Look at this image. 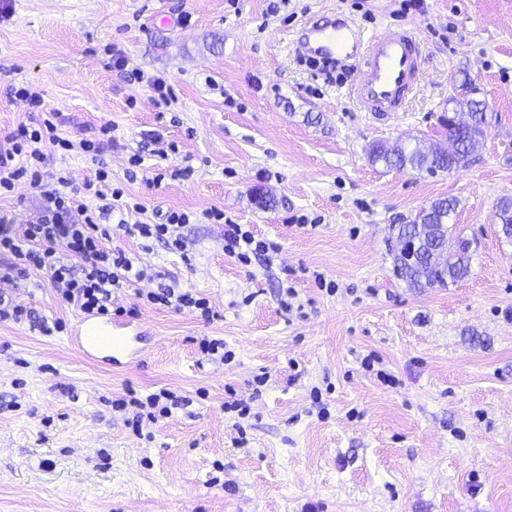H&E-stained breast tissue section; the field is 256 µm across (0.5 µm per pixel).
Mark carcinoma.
Returning <instances> with one entry per match:
<instances>
[{
  "label": "carcinoma",
  "mask_w": 512,
  "mask_h": 512,
  "mask_svg": "<svg viewBox=\"0 0 512 512\" xmlns=\"http://www.w3.org/2000/svg\"><path fill=\"white\" fill-rule=\"evenodd\" d=\"M471 89L448 98V102L463 104L471 114L476 128L466 137L463 131L445 126L447 147L439 152H424L396 145L388 147L381 142L368 149L369 161L387 168L424 170L430 174L449 172L469 161L481 134L478 124L486 121L482 102L466 97ZM456 202L452 199H438L419 211L408 224H397L393 270L397 278L410 288L445 287L448 283L464 279L470 273V242L456 241V248L448 250V221L454 214ZM499 234L512 241V198H503L498 203Z\"/></svg>",
  "instance_id": "carcinoma-1"
}]
</instances>
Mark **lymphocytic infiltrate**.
<instances>
[{"label":"lymphocytic infiltrate","mask_w":512,"mask_h":512,"mask_svg":"<svg viewBox=\"0 0 512 512\" xmlns=\"http://www.w3.org/2000/svg\"><path fill=\"white\" fill-rule=\"evenodd\" d=\"M11 96L37 109L39 118L33 124L19 126L0 147V191H14L18 183L39 193L41 206L29 223L15 225L10 217L0 216V283L27 277L30 271L46 272L55 285L60 303L86 314L108 316L112 313V291L141 279L133 262L119 248L110 247L111 227L105 224L104 187H111V174L98 170L94 179L72 185L68 174H49L46 169L51 154L76 152L97 157L112 145V126L103 124L94 138L71 140L62 137L58 113L47 110L43 94L29 84L12 86ZM214 223L224 227V251L239 262L251 259L273 263L277 245L256 237L245 225L234 223L223 211L209 214ZM191 216L171 210L159 224H129L128 234L152 241H164L170 250L183 251L180 228ZM140 300L153 305L185 309L202 320H209L211 306L206 298L178 285H167L140 293ZM184 399L176 392L162 389L139 398L113 400L118 412H132L133 424L171 416Z\"/></svg>","instance_id":"f902f5d3"}]
</instances>
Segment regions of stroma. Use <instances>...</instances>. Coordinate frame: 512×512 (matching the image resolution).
Segmentation results:
<instances>
[{"label":"stroma","mask_w":512,"mask_h":512,"mask_svg":"<svg viewBox=\"0 0 512 512\" xmlns=\"http://www.w3.org/2000/svg\"><path fill=\"white\" fill-rule=\"evenodd\" d=\"M10 0L0 11V141L34 115L10 97L29 82L75 139L112 125L98 160L54 157L74 182L98 167L144 205L129 222L192 214L186 250L123 229L113 247L144 278L113 295L175 282L214 316L139 305L138 355L87 361L46 274L7 286L53 335L0 321V512H512V242L497 204L512 197V0ZM365 34L414 30L425 73L406 111L374 115L300 62L293 40L332 13ZM126 59L107 67L108 48ZM164 77L156 104L127 71ZM469 77L487 122L468 165L430 175L371 165L374 142L445 146L455 81ZM162 172L151 185L128 159ZM451 198L471 243L469 275L414 290L393 272L394 225ZM219 209L277 242L272 266L224 253ZM334 292H327V284ZM296 292L284 310L280 289ZM224 339L228 364L197 350ZM394 377L366 371L368 354ZM266 374L263 386L254 378ZM166 388L187 397L140 437L113 400ZM249 402L237 419L225 402Z\"/></svg>","instance_id":"obj_1"}]
</instances>
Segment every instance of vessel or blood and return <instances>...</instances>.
<instances>
[{"label":"vessel or blood","instance_id":"obj_1","mask_svg":"<svg viewBox=\"0 0 512 512\" xmlns=\"http://www.w3.org/2000/svg\"><path fill=\"white\" fill-rule=\"evenodd\" d=\"M297 55L323 67L348 62L357 71L348 98L369 112H401L410 101L420 73L421 48L411 31L382 28L367 36L343 18L329 26L306 24L295 40ZM70 341L88 359L113 363L125 353L127 339L109 337L97 316L85 315L73 327Z\"/></svg>","mask_w":512,"mask_h":512}]
</instances>
